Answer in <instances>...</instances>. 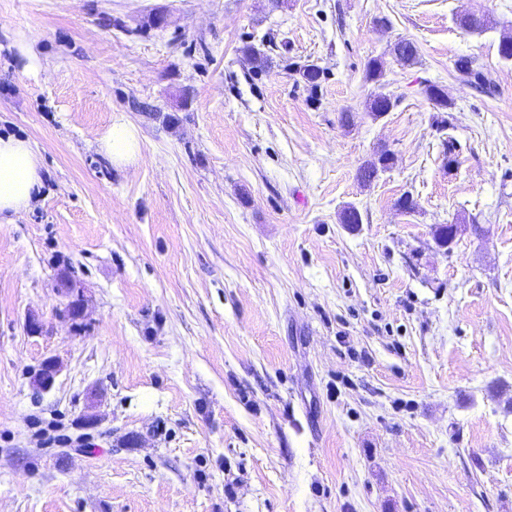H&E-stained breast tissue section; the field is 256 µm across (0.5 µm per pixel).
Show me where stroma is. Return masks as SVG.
<instances>
[{"label": "stroma", "mask_w": 512, "mask_h": 512, "mask_svg": "<svg viewBox=\"0 0 512 512\" xmlns=\"http://www.w3.org/2000/svg\"><path fill=\"white\" fill-rule=\"evenodd\" d=\"M510 32L512 0H0V136L44 167L0 218V512H512ZM455 70L464 81L480 88L483 92L490 93L492 89L491 80L484 72L475 65V62L468 57H461L455 62ZM102 153L117 165H128L141 156V146L136 129L123 122H112L100 140ZM392 161L393 158L391 153L388 150H381L379 154H377V157L367 160L359 168L360 180L364 183L370 182L376 177L379 170L388 169L392 164Z\"/></svg>", "instance_id": "obj_1"}]
</instances>
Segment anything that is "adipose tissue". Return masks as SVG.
I'll return each instance as SVG.
<instances>
[{
  "instance_id": "adipose-tissue-1",
  "label": "adipose tissue",
  "mask_w": 512,
  "mask_h": 512,
  "mask_svg": "<svg viewBox=\"0 0 512 512\" xmlns=\"http://www.w3.org/2000/svg\"><path fill=\"white\" fill-rule=\"evenodd\" d=\"M102 153L117 165H128L141 156L136 129L122 121L112 123L100 140ZM37 151L23 139L0 137V213L20 214L37 197L42 186Z\"/></svg>"
}]
</instances>
